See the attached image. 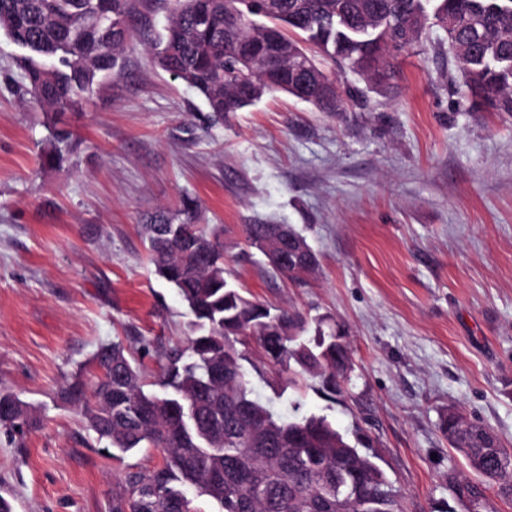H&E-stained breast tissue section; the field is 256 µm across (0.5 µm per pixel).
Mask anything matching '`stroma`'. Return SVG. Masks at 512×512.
<instances>
[{"instance_id": "1", "label": "stroma", "mask_w": 512, "mask_h": 512, "mask_svg": "<svg viewBox=\"0 0 512 512\" xmlns=\"http://www.w3.org/2000/svg\"><path fill=\"white\" fill-rule=\"evenodd\" d=\"M169 7L139 0L119 75L64 115L72 146L55 167L54 115L25 95L24 51L0 34V392L39 419L20 439L0 430V496L13 512H108L114 483L159 463L151 448L109 454L58 393L98 376L101 345L122 341L149 383L186 346V310L142 226L190 198L223 227L245 295L348 333L345 398L289 382L252 342L254 396L327 416L375 455L401 512H465L448 475L475 474L452 461L441 414L457 408L512 449V114L471 111L433 26L387 88L322 59L353 92L342 114L276 91L216 121L154 59ZM244 224L296 225L318 272L274 275Z\"/></svg>"}]
</instances>
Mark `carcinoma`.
<instances>
[{
    "mask_svg": "<svg viewBox=\"0 0 512 512\" xmlns=\"http://www.w3.org/2000/svg\"><path fill=\"white\" fill-rule=\"evenodd\" d=\"M136 2L0 0V31L27 51L28 94L52 112L74 111L101 77L119 74ZM431 2L433 25L462 65L473 108L512 113V0H278L270 12L262 0H174L155 61L198 91L218 121L273 91L341 112L343 94L316 92L319 84L336 85L316 54L385 84L393 74L386 60L422 38ZM271 34L285 51L281 75L245 73L239 41L260 49ZM71 137L53 128L44 158L61 163V145ZM195 211L188 199L145 225L156 274L191 316L187 347L164 355L160 391L144 390L139 369L114 341L94 354L100 375L92 383L78 377L59 393L107 447L162 455L161 464L116 485L110 512H194L192 492L215 512H398L396 489L373 456L325 417L285 420L252 396L238 349L256 341L268 361L319 379L334 399L352 383L345 331L327 317L309 319L244 296L224 267V243L192 221ZM240 229L248 247L269 251L273 272L295 278L318 270L317 253L295 226ZM36 426L27 402L0 393V428L23 436ZM440 429L480 477L454 485L466 512H497L491 489L512 501V449L454 408Z\"/></svg>",
    "mask_w": 512,
    "mask_h": 512,
    "instance_id": "cac0c4a2",
    "label": "carcinoma"
}]
</instances>
